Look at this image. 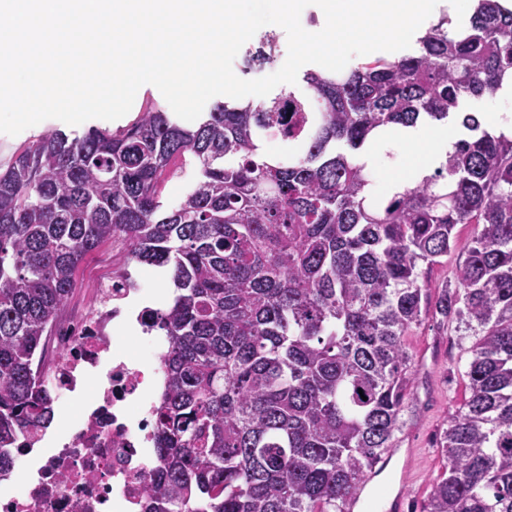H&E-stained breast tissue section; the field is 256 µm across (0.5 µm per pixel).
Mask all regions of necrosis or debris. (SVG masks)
I'll return each mask as SVG.
<instances>
[{
  "label": "necrosis or debris",
  "mask_w": 512,
  "mask_h": 512,
  "mask_svg": "<svg viewBox=\"0 0 512 512\" xmlns=\"http://www.w3.org/2000/svg\"><path fill=\"white\" fill-rule=\"evenodd\" d=\"M131 289L101 282L94 305L55 326L44 371L56 408L52 426L13 451V484L0 488V512H139L155 478L153 409L166 339L133 308ZM135 326L142 353L127 355L118 335ZM97 393L72 407L86 382Z\"/></svg>",
  "instance_id": "1"
}]
</instances>
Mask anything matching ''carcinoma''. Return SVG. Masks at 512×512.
I'll list each match as a JSON object with an SVG mask.
<instances>
[{
	"label": "carcinoma",
	"instance_id": "obj_1",
	"mask_svg": "<svg viewBox=\"0 0 512 512\" xmlns=\"http://www.w3.org/2000/svg\"><path fill=\"white\" fill-rule=\"evenodd\" d=\"M293 92L218 102L194 129L149 108L117 131H54L0 171V478L51 420L35 359L86 253L169 270L154 408L158 468L141 512H344L392 447L405 336L425 317L473 337L462 409L422 512H512V130L462 110L512 93V8L476 0L399 58L309 72ZM453 118L434 172L368 199L353 154L383 131ZM302 150L257 159L271 132ZM232 156L235 164L224 158ZM194 164L179 202L158 184ZM474 225L454 283L425 270Z\"/></svg>",
	"mask_w": 512,
	"mask_h": 512
}]
</instances>
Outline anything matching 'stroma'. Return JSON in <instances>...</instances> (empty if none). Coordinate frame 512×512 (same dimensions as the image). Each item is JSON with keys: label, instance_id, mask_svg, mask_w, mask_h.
I'll return each mask as SVG.
<instances>
[{"label": "stroma", "instance_id": "1", "mask_svg": "<svg viewBox=\"0 0 512 512\" xmlns=\"http://www.w3.org/2000/svg\"><path fill=\"white\" fill-rule=\"evenodd\" d=\"M269 39L275 40L277 45L274 61L260 69L248 68L246 61L249 55ZM287 53L286 32L264 26L240 49V62L235 73L247 80L270 75L283 65ZM151 103L162 109L168 106L158 88L150 86L138 90L130 111L119 120L91 119L77 126H67L60 120L47 119L15 136L0 134V170L7 167L15 153L51 131L62 129L74 136L85 135L96 128L116 131L131 123ZM404 156L405 144L399 139L381 154L371 155L367 165L376 194L389 195V176L402 172ZM454 234V249L441 257L427 275L429 288L436 289L453 281L457 264L471 245L473 227L469 224L457 225ZM111 276L112 246L105 243L89 252L79 264L67 309L91 306L96 300L97 285ZM406 346L413 364L408 385L410 395L401 415L400 429L394 436L393 444L398 452L380 481L389 487L403 488L402 512H420L444 462L439 441L449 418L462 404V376L468 367L470 354L466 346L459 343L454 326L432 318L425 319L420 326L412 329L406 338Z\"/></svg>", "mask_w": 512, "mask_h": 512}]
</instances>
